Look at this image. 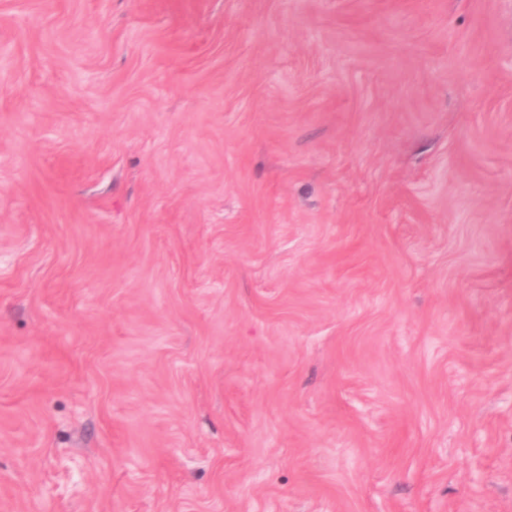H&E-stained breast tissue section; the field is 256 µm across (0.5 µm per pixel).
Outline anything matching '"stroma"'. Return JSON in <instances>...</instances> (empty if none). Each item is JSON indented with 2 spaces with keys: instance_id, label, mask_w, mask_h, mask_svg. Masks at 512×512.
Wrapping results in <instances>:
<instances>
[{
  "instance_id": "1",
  "label": "stroma",
  "mask_w": 512,
  "mask_h": 512,
  "mask_svg": "<svg viewBox=\"0 0 512 512\" xmlns=\"http://www.w3.org/2000/svg\"><path fill=\"white\" fill-rule=\"evenodd\" d=\"M0 512H512V0H0Z\"/></svg>"
}]
</instances>
